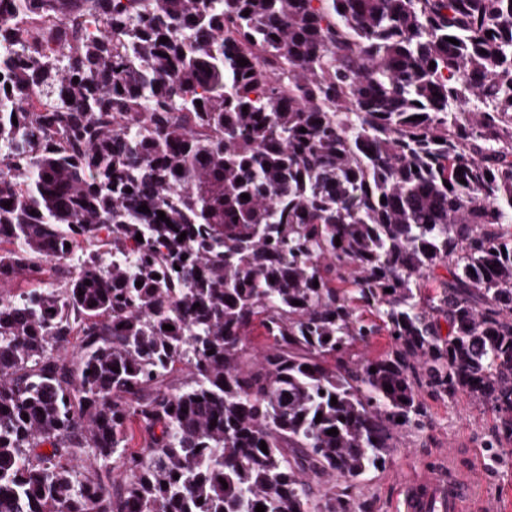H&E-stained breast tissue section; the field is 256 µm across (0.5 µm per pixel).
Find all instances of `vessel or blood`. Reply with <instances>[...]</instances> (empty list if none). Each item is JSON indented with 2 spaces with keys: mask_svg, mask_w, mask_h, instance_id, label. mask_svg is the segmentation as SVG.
Wrapping results in <instances>:
<instances>
[{
  "mask_svg": "<svg viewBox=\"0 0 512 512\" xmlns=\"http://www.w3.org/2000/svg\"><path fill=\"white\" fill-rule=\"evenodd\" d=\"M493 501L461 470L456 455L410 481L403 512H492Z\"/></svg>",
  "mask_w": 512,
  "mask_h": 512,
  "instance_id": "obj_1",
  "label": "vessel or blood"
}]
</instances>
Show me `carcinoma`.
<instances>
[{
  "label": "carcinoma",
  "mask_w": 512,
  "mask_h": 512,
  "mask_svg": "<svg viewBox=\"0 0 512 512\" xmlns=\"http://www.w3.org/2000/svg\"><path fill=\"white\" fill-rule=\"evenodd\" d=\"M2 39L0 512H356L311 481L424 387L512 439V0H17ZM391 346L392 339L388 336L387 332L382 329L378 335L373 336L368 342L356 343L350 351V356H347V359H375L389 351Z\"/></svg>",
  "instance_id": "obj_1"
}]
</instances>
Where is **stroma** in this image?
Segmentation results:
<instances>
[{"label":"stroma","instance_id":"1","mask_svg":"<svg viewBox=\"0 0 512 512\" xmlns=\"http://www.w3.org/2000/svg\"><path fill=\"white\" fill-rule=\"evenodd\" d=\"M420 401L422 426L402 433L397 452L384 467L356 480H337V491L346 493L359 512H402L406 480L458 450L474 454L479 485L495 499L498 512H512V440L488 445L496 433V413L464 392L448 397L425 388Z\"/></svg>","mask_w":512,"mask_h":512}]
</instances>
